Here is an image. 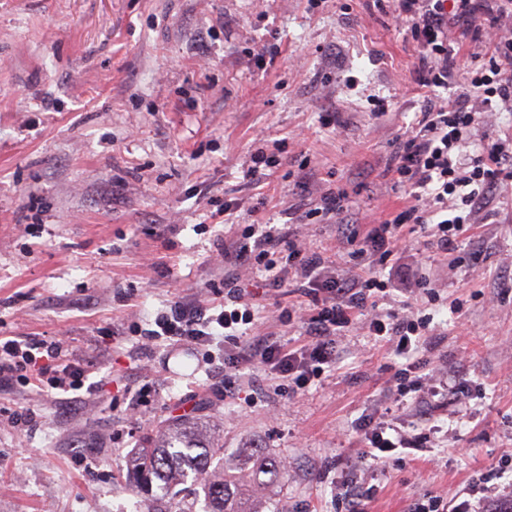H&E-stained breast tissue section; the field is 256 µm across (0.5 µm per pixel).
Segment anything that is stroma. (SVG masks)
<instances>
[{"label":"stroma","instance_id":"35a3bbf8","mask_svg":"<svg viewBox=\"0 0 512 512\" xmlns=\"http://www.w3.org/2000/svg\"><path fill=\"white\" fill-rule=\"evenodd\" d=\"M417 63L405 27L373 0H0V336L63 339L94 386L72 407L16 388L14 410L36 422L0 420V512H141L128 454L160 418L200 406L224 444L216 467L236 471L254 449L287 465L271 495L279 512H336L355 424L385 412L408 429L437 420L439 462L378 471L367 512H408L429 493L453 506L482 474L489 512L512 498L501 470L512 449V183L448 256L424 231L408 235L393 294L378 302L401 312L404 289L430 281L441 300L428 356L468 389V406L428 415L396 401L387 381L400 360L358 325L305 391L288 395L254 365L231 398L205 349L129 331L178 296L223 303L209 288L223 275L212 243L262 217L297 225L337 274L359 273L336 224L307 223L304 206L341 186L352 216L403 209L385 168L423 106ZM280 141L278 165L247 177L251 153ZM304 289L292 278L257 297L256 330L295 344L300 329L277 308Z\"/></svg>","mask_w":512,"mask_h":512}]
</instances>
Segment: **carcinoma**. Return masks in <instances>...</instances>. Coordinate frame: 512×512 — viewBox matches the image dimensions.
I'll return each mask as SVG.
<instances>
[{
    "instance_id": "carcinoma-1",
    "label": "carcinoma",
    "mask_w": 512,
    "mask_h": 512,
    "mask_svg": "<svg viewBox=\"0 0 512 512\" xmlns=\"http://www.w3.org/2000/svg\"><path fill=\"white\" fill-rule=\"evenodd\" d=\"M216 448L206 420L191 414L172 416L148 445L130 454L128 488L144 497L145 512H172L161 508L162 502L175 499L179 486L187 483L204 491L207 512H265L268 501L256 492L263 485L259 475L277 483L288 470L256 450L244 457L240 473L218 471L212 467Z\"/></svg>"
}]
</instances>
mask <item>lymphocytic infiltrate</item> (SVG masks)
Wrapping results in <instances>:
<instances>
[{
  "instance_id": "f902f5d3",
  "label": "lymphocytic infiltrate",
  "mask_w": 512,
  "mask_h": 512,
  "mask_svg": "<svg viewBox=\"0 0 512 512\" xmlns=\"http://www.w3.org/2000/svg\"><path fill=\"white\" fill-rule=\"evenodd\" d=\"M376 2L388 4L396 19L407 25L418 57L414 83L424 98L415 126L397 136L388 167L393 189L407 192L414 204L379 216L363 233L352 223L340 227L343 236L359 244L353 259L383 266L402 253L403 231L410 224L430 229L431 248L447 254L477 214L493 212L500 184L512 181V137L483 144L471 154L465 151L485 113L512 112V0ZM457 36L469 40L476 51L463 91L443 101L434 92L447 86L460 63L453 47ZM219 257L229 268L212 288L223 291V306L175 299L142 334L150 340L223 349L225 395H234L236 374L248 362L265 367L291 391L305 389L335 367L338 338L359 323L370 335L391 343L402 359L389 380L395 397L412 394L428 402L459 396V389L447 380L428 373L429 361L419 355L430 339L427 306L438 297L429 281L417 279L413 288L414 294L425 297V305L403 316L376 313V300L386 294L387 281L373 275L336 276L321 252L300 241L289 224L246 225L236 255L223 251ZM243 267L255 269L265 289L282 287L290 275L310 284V306L286 307L278 315L279 321L302 323L299 346L287 348L254 332V305L239 274ZM86 377L85 368L61 340L0 336V390L36 382L64 395L80 391ZM358 429L359 460L381 468L398 465L397 449L426 448L436 432L431 426L410 433L372 418L360 422Z\"/></svg>"
}]
</instances>
